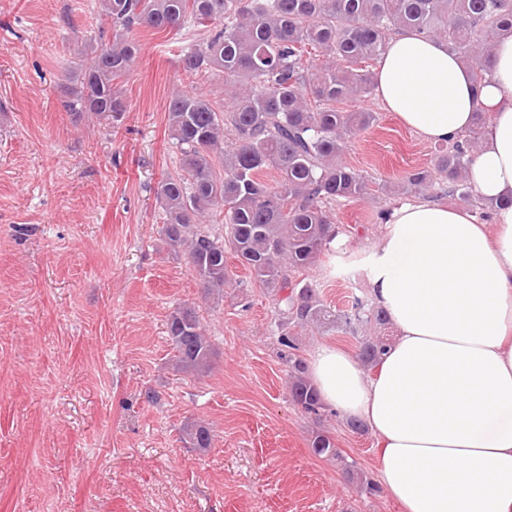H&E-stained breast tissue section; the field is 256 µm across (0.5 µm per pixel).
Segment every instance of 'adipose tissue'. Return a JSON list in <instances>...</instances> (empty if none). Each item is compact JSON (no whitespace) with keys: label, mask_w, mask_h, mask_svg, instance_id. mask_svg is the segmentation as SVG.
<instances>
[{"label":"adipose tissue","mask_w":512,"mask_h":512,"mask_svg":"<svg viewBox=\"0 0 512 512\" xmlns=\"http://www.w3.org/2000/svg\"><path fill=\"white\" fill-rule=\"evenodd\" d=\"M373 85L433 143L465 134L476 107L490 113L469 180L492 221L424 199L395 206L357 247L333 238L334 265L363 271L392 334L373 371L321 345L310 377L325 405L370 430L380 486L402 512H512V34L479 85L439 41L394 34Z\"/></svg>","instance_id":"adipose-tissue-1"}]
</instances>
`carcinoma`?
<instances>
[{
    "mask_svg": "<svg viewBox=\"0 0 512 512\" xmlns=\"http://www.w3.org/2000/svg\"><path fill=\"white\" fill-rule=\"evenodd\" d=\"M109 28L84 41L87 64L77 84L63 90L72 122L95 117L119 121L128 103L118 83L132 68L139 46L135 30L203 32L182 50L192 75H218L237 90L221 102L186 91L166 105L170 139L180 173L157 186L165 215L162 234L171 251L187 252L204 292L224 293L226 250L273 297L275 326L288 349V396L302 412L321 417L324 404L309 378L294 329L355 333L371 326L377 335L359 337L362 360L377 364L387 337L383 311L357 299L332 312L312 283L297 279L332 240L331 207L367 194L366 178L341 161L347 139L367 130L375 113L348 111L342 104L372 92L370 72L400 30L439 40L469 68L476 83L489 75L497 39L512 34V0H98ZM487 113L477 110L472 127L405 184L456 196L491 218L473 192L467 171ZM223 214L225 235L201 229L210 211ZM182 373L210 371L215 349L195 310L178 308L167 323ZM187 443L205 450L211 429L191 422ZM313 452L340 460L330 436H312Z\"/></svg>",
    "mask_w": 512,
    "mask_h": 512,
    "instance_id": "1",
    "label": "carcinoma"
}]
</instances>
